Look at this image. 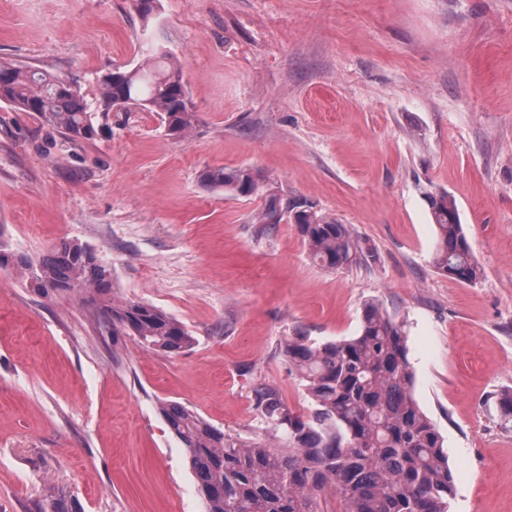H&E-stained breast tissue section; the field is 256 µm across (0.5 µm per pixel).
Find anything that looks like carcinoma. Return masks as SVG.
Wrapping results in <instances>:
<instances>
[{"mask_svg": "<svg viewBox=\"0 0 512 512\" xmlns=\"http://www.w3.org/2000/svg\"><path fill=\"white\" fill-rule=\"evenodd\" d=\"M99 78L95 104L75 82L49 73L0 63V101L40 120L71 139H91L98 114L139 108L157 112L168 131L185 136L194 114L186 103L180 70L156 47L147 62ZM202 181L229 193L259 190L248 169L204 171ZM437 227L435 265L458 281L482 275L461 224L457 206L445 193L427 196ZM293 219L312 259L336 271L352 264L358 246L344 224L318 214L305 202L266 197L262 224ZM13 266L39 292L91 294L96 319L114 336H135L146 348L175 353L193 343L177 319L152 305L112 304V277L88 247L63 239L35 262L0 245V268ZM283 356L296 371L312 403L308 419L293 413L271 386L255 390L264 423L281 434L282 448L226 434L176 402L160 411L183 444L208 512H327L328 500L341 512H449L454 476L436 425L412 396L413 373L403 325L382 307L364 306L358 335L317 344L296 335L285 339Z\"/></svg>", "mask_w": 512, "mask_h": 512, "instance_id": "1", "label": "carcinoma"}]
</instances>
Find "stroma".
<instances>
[{"mask_svg":"<svg viewBox=\"0 0 512 512\" xmlns=\"http://www.w3.org/2000/svg\"><path fill=\"white\" fill-rule=\"evenodd\" d=\"M159 45L195 114L109 112L73 140L0 101V238L37 260L90 247L111 299L153 305L194 341L175 354L101 331L87 295L40 294L0 268V512H207L160 404L280 445L254 391L311 401L281 353L301 332L357 335L376 300L405 326L414 397L453 470L450 512H512V0H0V61L73 80ZM248 168L262 192L205 187ZM349 227L361 253L315 264L266 190ZM452 196L481 279L433 265L427 193Z\"/></svg>","mask_w":512,"mask_h":512,"instance_id":"stroma-1","label":"stroma"}]
</instances>
